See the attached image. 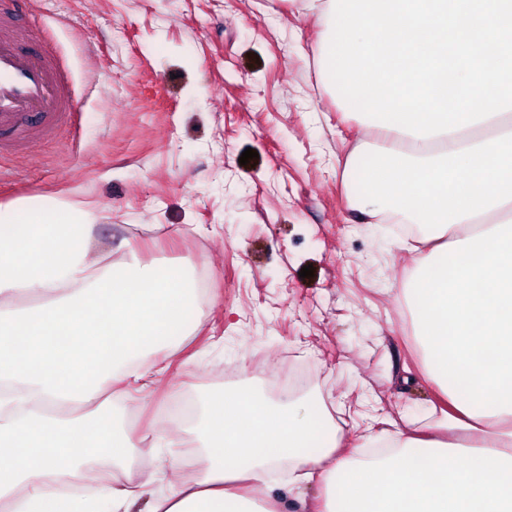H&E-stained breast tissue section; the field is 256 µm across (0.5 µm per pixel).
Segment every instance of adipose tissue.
<instances>
[{"instance_id": "ef3b65f1", "label": "adipose tissue", "mask_w": 512, "mask_h": 512, "mask_svg": "<svg viewBox=\"0 0 512 512\" xmlns=\"http://www.w3.org/2000/svg\"><path fill=\"white\" fill-rule=\"evenodd\" d=\"M350 161L349 188L371 222L424 226L435 247L404 296L423 370L465 443L397 433L385 452L342 456L316 404L234 388L213 391L186 445L199 478L144 500L143 451L108 402L113 386L156 381L143 365L177 352L200 324L188 260L120 259L96 246L92 210L64 200L0 205V504L7 512H282L259 506L281 463L324 488L317 512H512V113L416 139L377 128ZM125 480L100 497L61 492Z\"/></svg>"}]
</instances>
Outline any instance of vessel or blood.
Segmentation results:
<instances>
[{"label":"vessel or blood","instance_id":"b4317fda","mask_svg":"<svg viewBox=\"0 0 512 512\" xmlns=\"http://www.w3.org/2000/svg\"><path fill=\"white\" fill-rule=\"evenodd\" d=\"M25 42L11 18L0 13V148L52 134L75 109L58 64Z\"/></svg>","mask_w":512,"mask_h":512}]
</instances>
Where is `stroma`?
I'll use <instances>...</instances> for the list:
<instances>
[{
    "label": "stroma",
    "instance_id": "1",
    "mask_svg": "<svg viewBox=\"0 0 512 512\" xmlns=\"http://www.w3.org/2000/svg\"><path fill=\"white\" fill-rule=\"evenodd\" d=\"M30 44L65 60L77 107L56 136L0 152V204L46 196L98 217L100 242L144 260H191L209 304L162 381L117 418L152 450L146 494L191 476L155 447L179 396L247 386L266 366H308L289 387L338 426L340 448L426 422L441 394L422 373L402 289L430 248L352 203L351 152L370 135L324 88L320 23L302 0H6ZM255 158L240 164L246 148ZM312 277H300L303 266ZM271 472L290 512L317 483Z\"/></svg>",
    "mask_w": 512,
    "mask_h": 512
}]
</instances>
